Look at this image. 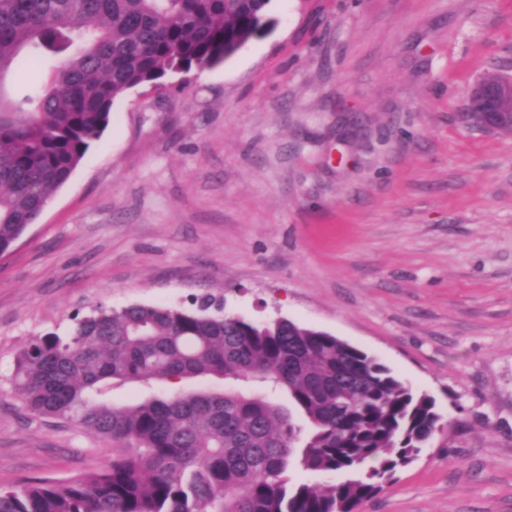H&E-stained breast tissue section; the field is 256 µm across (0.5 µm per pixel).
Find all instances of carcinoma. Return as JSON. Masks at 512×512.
Instances as JSON below:
<instances>
[{"label": "carcinoma", "mask_w": 512, "mask_h": 512, "mask_svg": "<svg viewBox=\"0 0 512 512\" xmlns=\"http://www.w3.org/2000/svg\"><path fill=\"white\" fill-rule=\"evenodd\" d=\"M271 2L0 0V254L70 179L117 97L223 62L268 29ZM23 55L50 74L17 103L6 79ZM195 378L235 387L105 400L116 384ZM15 389L32 413L112 441V460L0 491V512H358L442 420L434 397L367 352L287 318L213 312L208 296L192 310L99 305L65 335L33 336ZM295 469L343 478L314 485Z\"/></svg>", "instance_id": "cac0c4a2"}]
</instances>
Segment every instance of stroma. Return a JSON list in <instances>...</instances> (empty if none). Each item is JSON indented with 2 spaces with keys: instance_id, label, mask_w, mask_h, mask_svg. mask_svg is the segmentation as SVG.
I'll return each mask as SVG.
<instances>
[{
  "instance_id": "obj_1",
  "label": "stroma",
  "mask_w": 512,
  "mask_h": 512,
  "mask_svg": "<svg viewBox=\"0 0 512 512\" xmlns=\"http://www.w3.org/2000/svg\"><path fill=\"white\" fill-rule=\"evenodd\" d=\"M223 63L118 97L0 255V489L110 442L25 408L33 336L97 305L284 317L375 356L444 416L361 512H512V134L465 95L512 67V0H272Z\"/></svg>"
}]
</instances>
